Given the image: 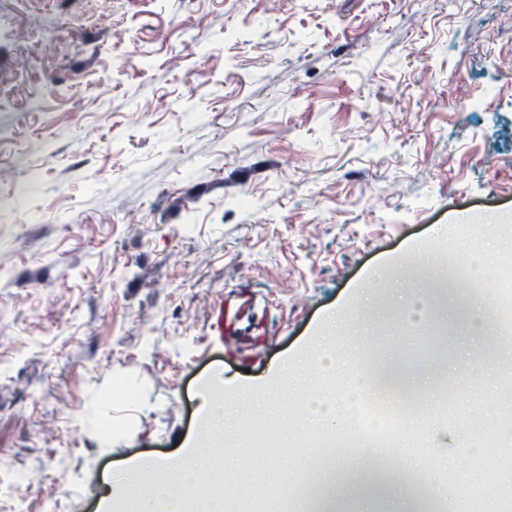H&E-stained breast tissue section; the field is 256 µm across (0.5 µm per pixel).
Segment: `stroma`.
Returning <instances> with one entry per match:
<instances>
[{
	"mask_svg": "<svg viewBox=\"0 0 512 512\" xmlns=\"http://www.w3.org/2000/svg\"><path fill=\"white\" fill-rule=\"evenodd\" d=\"M506 57L512 0H0V512H121L135 465L196 446L263 479L313 434L336 462L288 497L317 502L356 454L309 417L326 316L365 320L337 340L363 375L368 344L408 357L436 325L408 294L458 228L512 267ZM494 328L479 373L488 334L460 331L415 366V408L387 405L430 440L398 461L412 485L337 507L458 512L409 459L483 481L460 450L512 418V323ZM215 399L229 430L206 423Z\"/></svg>",
	"mask_w": 512,
	"mask_h": 512,
	"instance_id": "stroma-1",
	"label": "stroma"
}]
</instances>
